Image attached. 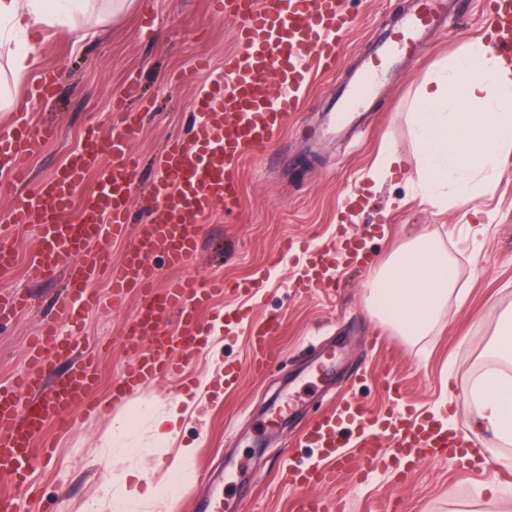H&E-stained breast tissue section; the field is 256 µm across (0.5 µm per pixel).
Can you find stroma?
Segmentation results:
<instances>
[{"label":"stroma","instance_id":"obj_1","mask_svg":"<svg viewBox=\"0 0 512 512\" xmlns=\"http://www.w3.org/2000/svg\"><path fill=\"white\" fill-rule=\"evenodd\" d=\"M208 2L132 0L120 7L115 0H89L61 23L11 31L0 45L1 78L11 79L8 55L22 46L33 50L23 81L44 68L58 72L53 98L39 100L28 114L31 123L46 122L56 131L28 164L30 188L65 163L87 128L106 134L119 124L113 96L124 97L126 113L137 121L140 133L133 150L142 164L129 200L132 222L124 237L106 243L112 261H120L136 238L142 197L160 175L156 161L163 147L194 136L200 115L193 101L206 82L223 78L224 61L236 50L230 27L211 15ZM347 7L354 23L342 43L341 67L316 75L303 94V110L288 118L283 133L241 159L244 206L239 213L227 217L217 211L204 220L189 275L219 272L230 283L261 280L256 298L229 293L217 298L213 309L231 314L250 304L255 317L276 315L278 355L262 373L245 375L236 387L224 389L216 372L250 359L249 326L216 325L214 338L195 353L188 371L194 384L209 381L212 391L181 430V442L199 446L193 473L178 499L161 504L158 512H196L205 466L213 473L222 512H290L295 492L277 473L288 456L310 463V450L296 445L301 431L343 397L384 408L388 376H399L414 406L445 418L448 425L465 426L475 415L466 390L487 358L500 312L512 304V165L488 192L436 207L420 190L410 114L440 64L453 59L463 43L488 42L483 0H455L446 27L432 33L415 58L382 68L360 108L358 125L312 149L306 129L324 119L359 58L410 12L412 2L349 0ZM146 14L154 18L148 33L139 27ZM199 57L210 59L209 72L195 70L193 61ZM390 145L401 162L392 177L373 180L370 173ZM343 219L363 237L378 267L401 245L436 234L455 268L463 299L449 301L448 317L428 336L408 340L383 325L365 305L364 275L342 266L329 271L330 278L340 279V288L314 298L294 293L291 283L303 264L282 252L283 240L293 237L321 247L331 242ZM15 243L20 261L0 276V293L24 291L34 304L0 324V383L26 372L28 342L44 323L67 328L56 304L64 269L42 277L32 273L41 249L34 230L17 232ZM139 303L133 292L124 310L101 307L85 317L79 341L100 356L97 398L111 394L127 364L124 327ZM379 334L389 337L387 348L371 347V337ZM109 424V416L79 414L67 431L48 427L56 447L34 472L41 492L37 512H81L97 494L105 469L117 474L127 468V461L107 460ZM483 440L490 461L478 472L441 459L420 464L405 478L384 467L365 481L343 474L317 493L342 495L344 512H512V481L502 480L503 467L496 461L500 455L512 456V444L488 434Z\"/></svg>","mask_w":512,"mask_h":512}]
</instances>
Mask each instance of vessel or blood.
<instances>
[{
  "label": "vessel or blood",
  "mask_w": 512,
  "mask_h": 512,
  "mask_svg": "<svg viewBox=\"0 0 512 512\" xmlns=\"http://www.w3.org/2000/svg\"><path fill=\"white\" fill-rule=\"evenodd\" d=\"M487 24L495 45L512 49V0H487ZM346 0H209L212 14L235 24L239 50L224 63L222 81L197 95L194 105L203 123L189 141L169 143L160 156L161 174L153 182L145 205L147 219L119 264H112L105 245L121 234L128 222V202L139 159L132 143L137 125L124 121L107 135L88 128L67 163L35 191L22 190L24 161L39 153L53 130L20 121L12 134L0 139V171L16 185L8 220L16 227L34 229L43 247L34 265L36 272L53 273L66 266L68 283L59 307L71 326L60 335L51 325L35 336L27 349V373L0 385V479L11 491L0 494V512H16L15 501L28 484L36 441L47 424L65 427L73 407L86 406L94 414L107 413L114 403L136 394L159 377L173 374L189 363L207 341L211 330L202 318L215 294L231 291L249 295L247 283L227 285L223 277L184 275L158 287L150 256L163 249L169 266L185 270L196 258L204 220L215 211L237 213L242 205L238 162L249 151L266 147L279 135L290 113L300 111L299 95L315 74H329L339 63L341 38L353 18ZM449 0H415L400 24L381 36L363 57L327 113L325 129L313 130L312 139L325 131H338L354 119V106L364 100L380 65L392 64L399 52H413L423 34L444 26ZM281 84L271 94L270 77ZM54 88L52 69H44L27 92L16 101L26 110L31 98H45ZM95 173V190L84 191L88 173ZM306 273L297 286L300 293L316 295L329 286L326 272L336 262L365 272L372 259L362 240L339 225L334 241L318 250H303ZM107 275L108 300L92 291V283ZM138 292L141 306L130 319L124 336L128 364L112 384V398L95 403L91 395L98 381L93 353L76 354L85 312L100 303L123 308L130 292ZM178 315L179 330L170 333L164 322ZM276 316H267L252 330L256 372L275 355ZM67 362L57 372L59 362ZM304 447L323 457L325 467H292L288 480L296 490L292 512H341L338 501L319 498L311 490L335 483L340 472L367 479L383 455L410 464L439 456L456 458L460 449L475 447L464 431H449L447 424L420 417L410 410L390 409L373 420L366 406L346 402L308 426Z\"/></svg>",
  "instance_id": "obj_1"
}]
</instances>
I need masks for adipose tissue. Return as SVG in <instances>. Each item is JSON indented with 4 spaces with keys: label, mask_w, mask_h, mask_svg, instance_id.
<instances>
[{
    "label": "adipose tissue",
    "mask_w": 512,
    "mask_h": 512,
    "mask_svg": "<svg viewBox=\"0 0 512 512\" xmlns=\"http://www.w3.org/2000/svg\"><path fill=\"white\" fill-rule=\"evenodd\" d=\"M62 0H0V22L53 23ZM420 148V180L435 205L471 200L489 190L512 160V61L489 55L482 43H464L424 88L411 114ZM456 273L448 254L427 233L400 247L364 284L369 311L401 335H428L439 323ZM490 362L471 381L474 427L512 442V306L501 315L490 344ZM196 401L178 395L156 405L130 401L112 417L106 446L113 458L170 456L168 479L154 482L145 469L106 477L83 512H155L176 499L191 476L197 448L180 441Z\"/></svg>",
    "instance_id": "adipose-tissue-1"
}]
</instances>
